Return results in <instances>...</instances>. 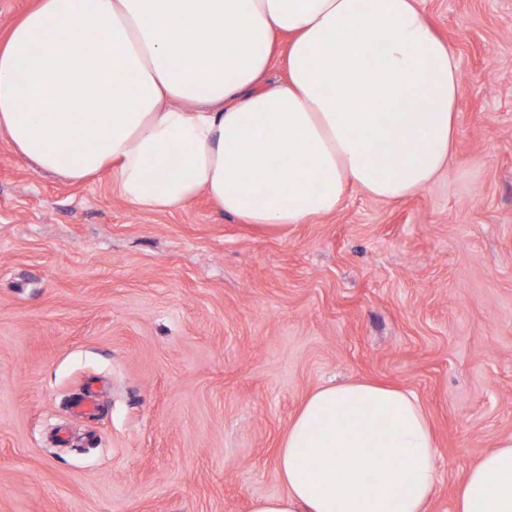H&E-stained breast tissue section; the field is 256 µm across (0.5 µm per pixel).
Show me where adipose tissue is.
Wrapping results in <instances>:
<instances>
[{"mask_svg":"<svg viewBox=\"0 0 512 512\" xmlns=\"http://www.w3.org/2000/svg\"><path fill=\"white\" fill-rule=\"evenodd\" d=\"M287 76L262 89L278 36ZM459 72L417 0H34L0 37V136L73 183L109 173L144 211L206 194L288 228L354 187L405 198L448 165ZM89 104L59 112V100ZM437 449L412 393L314 389L251 512H429ZM454 512H512V438Z\"/></svg>","mask_w":512,"mask_h":512,"instance_id":"adipose-tissue-1","label":"adipose tissue"}]
</instances>
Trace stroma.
Listing matches in <instances>:
<instances>
[{
	"label": "stroma",
	"mask_w": 512,
	"mask_h": 512,
	"mask_svg": "<svg viewBox=\"0 0 512 512\" xmlns=\"http://www.w3.org/2000/svg\"><path fill=\"white\" fill-rule=\"evenodd\" d=\"M459 67L448 167L283 230L145 212L0 136V512H249L307 395L415 394L430 512L512 436V0H417ZM97 383L102 407L70 400Z\"/></svg>",
	"instance_id": "stroma-1"
}]
</instances>
